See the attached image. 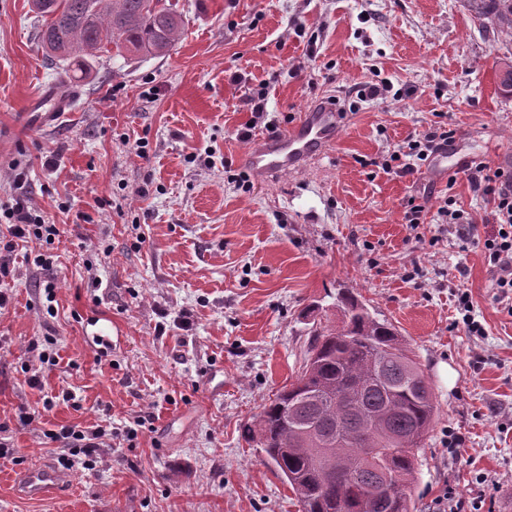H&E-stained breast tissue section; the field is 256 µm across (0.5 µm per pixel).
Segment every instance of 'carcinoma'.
I'll use <instances>...</instances> for the list:
<instances>
[{"instance_id": "1", "label": "carcinoma", "mask_w": 512, "mask_h": 512, "mask_svg": "<svg viewBox=\"0 0 512 512\" xmlns=\"http://www.w3.org/2000/svg\"><path fill=\"white\" fill-rule=\"evenodd\" d=\"M512 33V0H489ZM42 51L90 76L93 62L162 56L184 33L160 0H32ZM341 325L313 330L304 368L264 405L248 433L291 487L299 512H410L418 452L436 418L421 363L395 327L351 293L337 297ZM375 462H361L365 450Z\"/></svg>"}]
</instances>
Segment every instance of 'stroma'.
<instances>
[{"instance_id": "35a3bbf8", "label": "stroma", "mask_w": 512, "mask_h": 512, "mask_svg": "<svg viewBox=\"0 0 512 512\" xmlns=\"http://www.w3.org/2000/svg\"><path fill=\"white\" fill-rule=\"evenodd\" d=\"M175 2L185 30L169 55L106 57L75 81L44 58L31 0H0V126L40 86L79 91L61 126L0 143V214L22 196L60 230L20 244L0 278V512H298L244 429L295 380L313 327L339 320L344 291L397 329L432 389L412 512H512V317L481 252L436 215L449 197L486 233L492 204L465 175L376 165L439 116L459 153H512L499 82L512 37L467 0ZM377 78L390 93L359 100ZM260 89L256 138L332 96L346 116L327 156L246 191L232 177ZM411 196L429 208L417 226ZM463 291L484 335L456 325ZM99 328L122 338L110 356L89 341ZM71 425L104 430L100 463L75 464L58 494L20 495L14 474L57 461L47 433Z\"/></svg>"}]
</instances>
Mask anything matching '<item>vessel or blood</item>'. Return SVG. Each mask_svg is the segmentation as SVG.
<instances>
[{"instance_id": "b4317fda", "label": "vessel or blood", "mask_w": 512, "mask_h": 512, "mask_svg": "<svg viewBox=\"0 0 512 512\" xmlns=\"http://www.w3.org/2000/svg\"><path fill=\"white\" fill-rule=\"evenodd\" d=\"M74 105L71 93L47 85L28 100L18 120L36 128L55 127L72 115ZM340 126L341 114L336 106H310L283 133L258 138L248 149L243 162L260 180L296 171L304 163L321 158L330 151ZM75 478L74 472L60 471L52 462L44 461L17 474L15 482L22 495L39 499Z\"/></svg>"}]
</instances>
